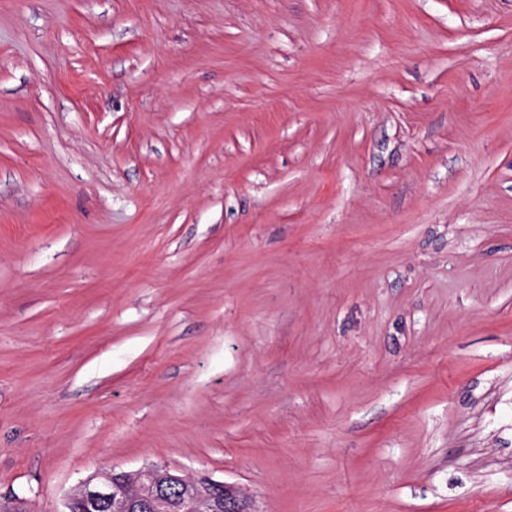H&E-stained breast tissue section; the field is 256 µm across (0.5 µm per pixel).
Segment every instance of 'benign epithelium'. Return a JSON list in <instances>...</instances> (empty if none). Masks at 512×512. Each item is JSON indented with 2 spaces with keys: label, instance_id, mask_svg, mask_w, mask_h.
Returning a JSON list of instances; mask_svg holds the SVG:
<instances>
[{
  "label": "benign epithelium",
  "instance_id": "7a95c632",
  "mask_svg": "<svg viewBox=\"0 0 512 512\" xmlns=\"http://www.w3.org/2000/svg\"><path fill=\"white\" fill-rule=\"evenodd\" d=\"M65 507L66 512H253L231 484L188 479L157 465L135 474L105 471L71 494Z\"/></svg>",
  "mask_w": 512,
  "mask_h": 512
}]
</instances>
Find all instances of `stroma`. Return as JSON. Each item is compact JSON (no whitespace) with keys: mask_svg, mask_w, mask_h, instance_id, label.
Wrapping results in <instances>:
<instances>
[{"mask_svg":"<svg viewBox=\"0 0 512 512\" xmlns=\"http://www.w3.org/2000/svg\"><path fill=\"white\" fill-rule=\"evenodd\" d=\"M149 465L512 512V0H0V512Z\"/></svg>","mask_w":512,"mask_h":512,"instance_id":"1","label":"stroma"}]
</instances>
